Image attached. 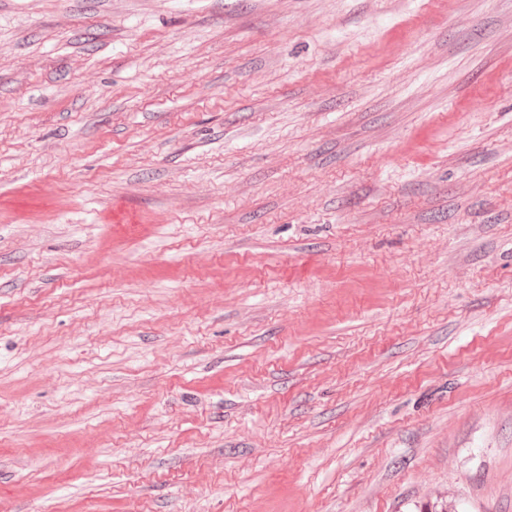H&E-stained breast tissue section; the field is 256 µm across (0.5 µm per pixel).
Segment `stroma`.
Masks as SVG:
<instances>
[{"label": "stroma", "instance_id": "35a3bbf8", "mask_svg": "<svg viewBox=\"0 0 512 512\" xmlns=\"http://www.w3.org/2000/svg\"><path fill=\"white\" fill-rule=\"evenodd\" d=\"M0 512H512V0H0Z\"/></svg>", "mask_w": 512, "mask_h": 512}]
</instances>
